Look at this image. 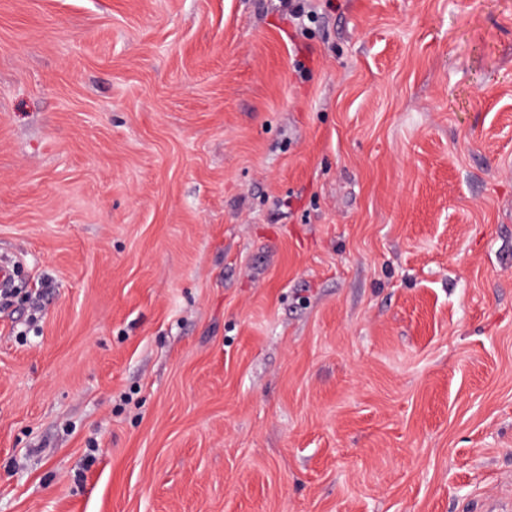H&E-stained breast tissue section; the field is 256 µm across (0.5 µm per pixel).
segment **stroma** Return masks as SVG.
<instances>
[{"mask_svg": "<svg viewBox=\"0 0 512 512\" xmlns=\"http://www.w3.org/2000/svg\"><path fill=\"white\" fill-rule=\"evenodd\" d=\"M0 0V512L512 502V0Z\"/></svg>", "mask_w": 512, "mask_h": 512, "instance_id": "35a3bbf8", "label": "stroma"}]
</instances>
